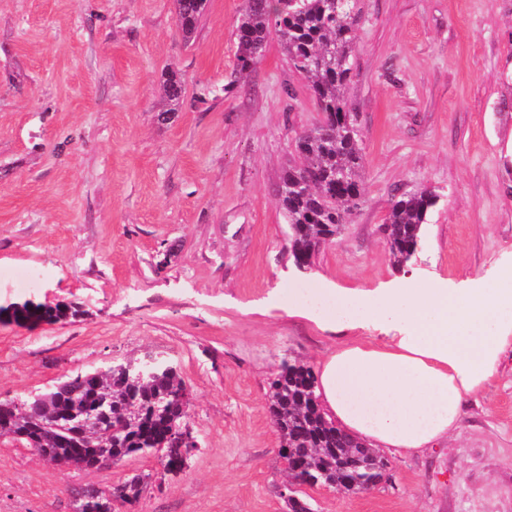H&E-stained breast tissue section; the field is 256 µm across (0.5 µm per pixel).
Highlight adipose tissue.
Wrapping results in <instances>:
<instances>
[{"instance_id": "1", "label": "adipose tissue", "mask_w": 512, "mask_h": 512, "mask_svg": "<svg viewBox=\"0 0 512 512\" xmlns=\"http://www.w3.org/2000/svg\"><path fill=\"white\" fill-rule=\"evenodd\" d=\"M288 312L346 335L316 376L337 427L366 445L418 454L456 433L468 399L512 349V260L461 285L292 288Z\"/></svg>"}]
</instances>
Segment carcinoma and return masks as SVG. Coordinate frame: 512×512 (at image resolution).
I'll use <instances>...</instances> for the list:
<instances>
[{"label": "carcinoma", "mask_w": 512, "mask_h": 512, "mask_svg": "<svg viewBox=\"0 0 512 512\" xmlns=\"http://www.w3.org/2000/svg\"><path fill=\"white\" fill-rule=\"evenodd\" d=\"M207 0H175L176 23L190 40L205 12ZM357 0H244L235 31L236 71L239 80L261 62L268 39L274 34L289 64L306 80V89L322 119L301 132L299 164L288 166L280 196L288 224L293 259L313 263L320 248L340 233L360 207L362 152L347 88L352 73L357 23ZM184 81L172 71L163 91L169 111L183 96ZM435 196L426 190L392 202L383 224L389 253L396 267L411 261L422 226ZM37 316L53 323L75 318L79 310L30 303L16 312V320ZM185 383L177 369L161 366L137 378L122 365L72 382L36 401H0V438H10L52 456L61 468L88 470L99 458L118 461L137 454L160 455L166 473L185 465L180 431L188 429L189 413L183 397ZM269 412L281 447L288 449V470L293 477L312 476L328 487L357 493L363 475L342 468L359 457L374 467L381 463L377 450L343 433L329 421L315 392L312 369L300 361H284L268 390ZM98 413L86 421V414ZM145 477L135 475L112 489L131 504L142 495Z\"/></svg>", "instance_id": "cac0c4a2"}]
</instances>
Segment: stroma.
I'll list each match as a JSON object with an SVG mask.
<instances>
[{"instance_id":"obj_1","label":"stroma","mask_w":512,"mask_h":512,"mask_svg":"<svg viewBox=\"0 0 512 512\" xmlns=\"http://www.w3.org/2000/svg\"><path fill=\"white\" fill-rule=\"evenodd\" d=\"M242 3L207 0L186 41L174 0H0V305L82 312L0 321V400L159 354L187 386L199 443L173 475L154 454L58 468L1 439L0 512H74V490L136 474L148 486L123 512H287L269 382L337 343L287 315L289 289L459 284L512 253V0H360L348 95L362 204L304 272L278 187L321 115L277 38L232 84ZM172 69L186 93L169 112ZM416 189L437 202L398 269L380 227ZM28 269L38 279L19 284ZM388 458L390 483L370 492L302 496L314 512H512V353L459 435ZM22 306V310H17L16 319L14 320V322H16L18 325H24L28 327L38 325V322L41 321L53 323L64 318H67L69 316L71 318H75L79 315L80 312L78 309L63 304H56L53 307L51 305L42 303L34 304L30 302H25ZM30 308H34L35 313L37 315V320L35 322H32L31 324L26 325L25 323L20 322L19 320H28L31 316H33V313H31Z\"/></svg>"}]
</instances>
